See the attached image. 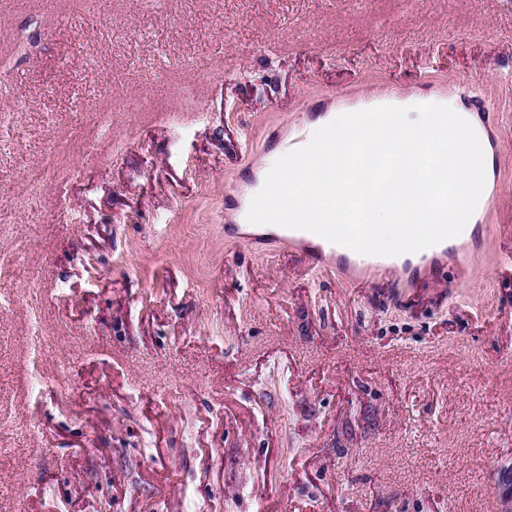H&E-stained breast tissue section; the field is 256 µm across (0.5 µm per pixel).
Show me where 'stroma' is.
Returning <instances> with one entry per match:
<instances>
[{
	"mask_svg": "<svg viewBox=\"0 0 512 512\" xmlns=\"http://www.w3.org/2000/svg\"><path fill=\"white\" fill-rule=\"evenodd\" d=\"M508 43L512 0H0V512H504ZM464 77L502 142L469 278L225 241L271 132Z\"/></svg>",
	"mask_w": 512,
	"mask_h": 512,
	"instance_id": "stroma-1",
	"label": "stroma"
}]
</instances>
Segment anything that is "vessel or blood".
<instances>
[{
    "label": "vessel or blood",
    "instance_id": "vessel-or-blood-1",
    "mask_svg": "<svg viewBox=\"0 0 512 512\" xmlns=\"http://www.w3.org/2000/svg\"><path fill=\"white\" fill-rule=\"evenodd\" d=\"M471 87V81H462L458 87V96L454 99L448 98L444 93L434 96L422 94L413 100L395 95L383 98L382 103L398 107H407L413 103H435L454 108L457 107L459 100L471 96ZM494 112L492 104L484 103L476 106L474 114L479 120L477 136L487 137L492 152L496 153L500 150V144L494 131ZM225 197L232 200L235 211L234 223L224 227L225 238L251 246L275 247L276 250L297 256L312 270L337 271L341 279L351 285L373 280L381 274L395 275L398 282L404 286L414 285L426 277L437 278L450 273L457 279H465L471 268L472 259L481 247L486 230L484 220L491 204L490 199L480 200L474 212L473 224L465 226L459 235L433 247L389 258H367L304 230L281 227L264 233L250 231L246 219L252 199L250 191L245 192L234 186L226 192Z\"/></svg>",
    "mask_w": 512,
    "mask_h": 512
}]
</instances>
